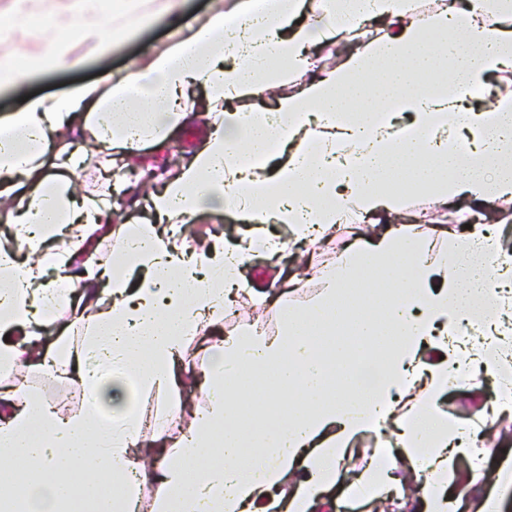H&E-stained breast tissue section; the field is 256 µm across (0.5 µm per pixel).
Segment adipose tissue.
Instances as JSON below:
<instances>
[{"mask_svg":"<svg viewBox=\"0 0 512 512\" xmlns=\"http://www.w3.org/2000/svg\"><path fill=\"white\" fill-rule=\"evenodd\" d=\"M302 8V0H232L146 64L60 98L29 99L0 120V198L8 202L0 221L29 254L24 261L0 249V370L25 361L97 401L62 415L24 387L0 392V469L21 461L30 474L25 488L0 485V512H133L145 481L157 488L158 512H328L337 459L352 455L359 435L387 428L396 444L381 451L384 471L364 468L351 492L386 498L401 490L407 468L421 477L427 512H462L463 498L448 495L453 461L477 464L493 450L437 406L448 388L475 389L496 374L489 345L512 335L505 318L480 341L455 343L475 297L495 274L512 271V254L496 249L488 225L444 248L437 227L390 226L338 254L312 305L280 306L276 334L211 339L207 331L223 324L224 299L252 255L282 250L267 224L291 225L304 240L365 216L400 214L420 194L443 205L460 197L479 207L512 202V89L490 110L465 103L484 75L512 66V0H437L428 13L418 0H316L304 23ZM230 15L237 25L226 26ZM337 36L355 52L316 70L308 47ZM276 84L289 92L261 108ZM194 85L205 88V103L191 96ZM388 102L396 111L385 110ZM400 111L407 124L397 123ZM202 120L207 136L154 193L152 209L171 225L202 210L236 211L250 225L240 243L190 248L143 224L118 232L111 261L93 265L80 246L55 244L61 225H77L88 240L112 220L98 198L76 197L69 181L50 176L82 162L53 144L58 130L91 139L108 173L115 155L133 157L145 142L163 150L172 130ZM59 278L81 283L79 298L57 296ZM360 281L384 317L361 308ZM404 289L412 300L401 299ZM61 306L72 313L68 330H83L86 343L38 350L36 330ZM347 323L358 343L334 344L331 361L319 359L310 332ZM193 339L208 352L197 374L205 408L173 442L157 420L154 447L144 449L131 388L175 391ZM429 349L436 361L426 358ZM362 359L382 375L369 395L356 374ZM263 376L266 392L250 397L249 380ZM283 401L287 418L272 417Z\"/></svg>","mask_w":512,"mask_h":512,"instance_id":"ef3b65f1","label":"adipose tissue"}]
</instances>
